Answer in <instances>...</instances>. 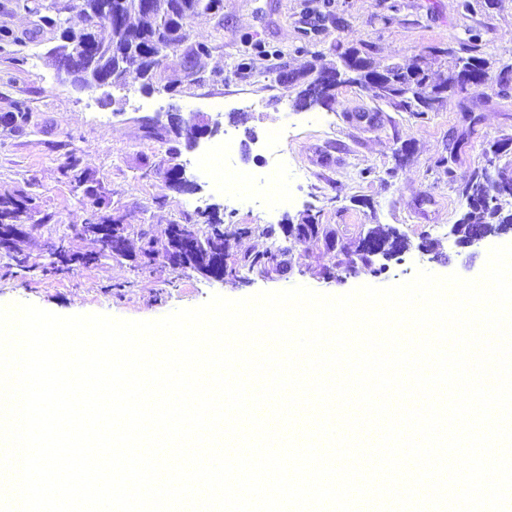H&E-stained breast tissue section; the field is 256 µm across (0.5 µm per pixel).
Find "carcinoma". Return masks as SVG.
I'll return each instance as SVG.
<instances>
[{
    "instance_id": "cac0c4a2",
    "label": "carcinoma",
    "mask_w": 512,
    "mask_h": 512,
    "mask_svg": "<svg viewBox=\"0 0 512 512\" xmlns=\"http://www.w3.org/2000/svg\"><path fill=\"white\" fill-rule=\"evenodd\" d=\"M140 0H123L113 9L112 24L103 25L96 21L89 10H84L83 24L107 32L98 36L105 50L117 44L125 50V58L120 66H112V82L123 85L137 76L153 78L160 62V51H175L188 38L191 21L201 12H218L222 0H150L151 7L141 8ZM452 56L447 75L434 80L430 75V60L440 56ZM338 57H354L362 64V71L353 72L336 81V85L357 86L369 89L376 99L391 106L398 112H413L424 116L435 112L451 94L463 93L458 67L469 65L468 72L484 81L489 75L486 59L473 54L472 47L464 49V54L439 46H431L413 56L408 63H392L385 66L376 64L368 52L348 48L338 53ZM495 142L485 150V155L496 160L500 180L490 179L486 169L474 173L462 188L467 212L458 223V231L466 237L473 228L481 227L486 232H497L504 224H512V208H506L512 199V156L499 152ZM62 174L76 184L88 185L86 195L100 210L98 223L114 224L111 198L102 190L94 176L77 158H72L63 168ZM33 197L28 195L0 197V226L10 223L16 215L27 208ZM227 232L224 221L216 215L209 217L205 229L197 224H174L171 226L163 256L173 257L183 269H191L201 274L213 269L215 260L227 258L225 254ZM377 246L387 254L407 246L406 239L394 229L382 232L373 229L367 233ZM287 250L269 249L255 254H246L224 263L223 275L235 279L243 271L261 274L280 273L288 268L285 259ZM342 258L337 268L350 271L357 263L371 267L372 259L356 246L349 251L340 248Z\"/></svg>"
}]
</instances>
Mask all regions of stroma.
I'll list each match as a JSON object with an SVG mask.
<instances>
[{
    "instance_id": "stroma-1",
    "label": "stroma",
    "mask_w": 512,
    "mask_h": 512,
    "mask_svg": "<svg viewBox=\"0 0 512 512\" xmlns=\"http://www.w3.org/2000/svg\"><path fill=\"white\" fill-rule=\"evenodd\" d=\"M463 0H222L219 13L197 16L189 45L207 44L206 55L187 58L168 52L150 91L139 82L102 92H78L55 78L47 52L59 29L39 28L24 0H0V29L13 32L0 41V114L24 102L29 119L18 129L0 125V196L24 192L34 197L47 224L28 226L19 258L0 254V306L30 303L62 316L104 313L129 320H154L195 307L219 294L230 299L297 285L341 295L363 285L386 286L411 279L416 269L466 279L483 271L488 245L461 248L450 234L466 211L461 185L486 166L489 144L512 138V81L499 73L512 68V0H491L488 8L465 10ZM477 35L478 52L490 62L487 85L452 95L437 111L419 117L397 112L371 91L342 86L330 107L298 110V88L282 82V68H318L337 60L338 50L371 47L377 62H401L430 46L457 47ZM248 69H237L240 60ZM225 102L223 130L237 139L236 166L242 175L258 173L265 161L266 135L288 127L286 146L311 180L298 186L281 174L280 191L254 185L267 205H230L196 164L211 138L179 158L198 189L174 190L167 175L170 143L149 135L148 120L180 110L210 112L212 98ZM77 155L112 196V213L128 226L126 257L101 256L100 244L75 234L89 221L91 201L82 188L65 181L59 168ZM455 155L454 177L436 165ZM217 211L228 224H245L249 234L226 241L229 258L287 249L286 274L251 273L249 282L218 281L192 270L174 269L163 258L141 260V231L164 247L171 225L199 221ZM332 230L337 248L324 239L302 240L284 226L300 223L307 212ZM274 235H267V228ZM374 227L396 228L408 250L382 276L366 267L326 279L337 264L339 246L355 248ZM81 254L98 255L89 265L53 266V243Z\"/></svg>"
}]
</instances>
